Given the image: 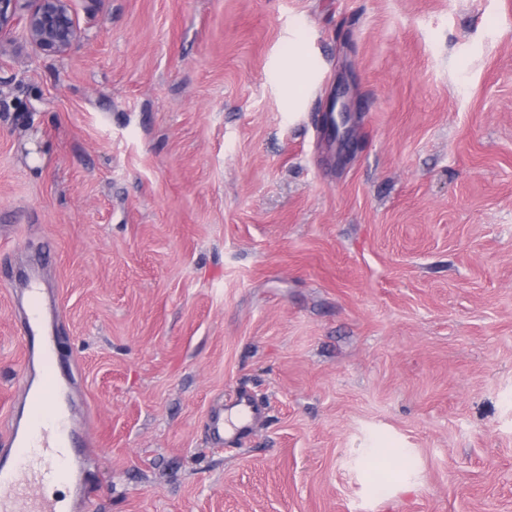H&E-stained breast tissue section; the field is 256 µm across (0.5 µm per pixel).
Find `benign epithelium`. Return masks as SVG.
Here are the masks:
<instances>
[{"label":"benign epithelium","instance_id":"1","mask_svg":"<svg viewBox=\"0 0 512 512\" xmlns=\"http://www.w3.org/2000/svg\"><path fill=\"white\" fill-rule=\"evenodd\" d=\"M42 54L63 58L83 37L74 8V0H0V48L10 41L16 30ZM351 117L350 105L330 108L324 115L325 125H346Z\"/></svg>","mask_w":512,"mask_h":512}]
</instances>
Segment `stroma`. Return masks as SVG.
Here are the masks:
<instances>
[{"instance_id":"1","label":"stroma","mask_w":512,"mask_h":512,"mask_svg":"<svg viewBox=\"0 0 512 512\" xmlns=\"http://www.w3.org/2000/svg\"><path fill=\"white\" fill-rule=\"evenodd\" d=\"M75 11L67 57L0 54V277L52 253L98 512H512V0ZM242 390L264 422L210 438Z\"/></svg>"}]
</instances>
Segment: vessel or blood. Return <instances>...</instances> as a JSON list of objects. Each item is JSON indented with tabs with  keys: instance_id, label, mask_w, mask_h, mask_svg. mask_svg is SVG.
<instances>
[{
	"instance_id": "obj_1",
	"label": "vessel or blood",
	"mask_w": 512,
	"mask_h": 512,
	"mask_svg": "<svg viewBox=\"0 0 512 512\" xmlns=\"http://www.w3.org/2000/svg\"><path fill=\"white\" fill-rule=\"evenodd\" d=\"M28 281L27 306L17 325L25 348L19 408L0 426V489L13 488L29 472L41 486L63 479L72 486V506L92 512L85 481L93 462L86 450L88 438L73 427L68 411L57 402L60 358L46 328L39 280L32 275ZM232 406L236 417L218 412L209 418L213 436L220 438L230 432L243 437L264 413L263 407L245 393L237 395Z\"/></svg>"
}]
</instances>
